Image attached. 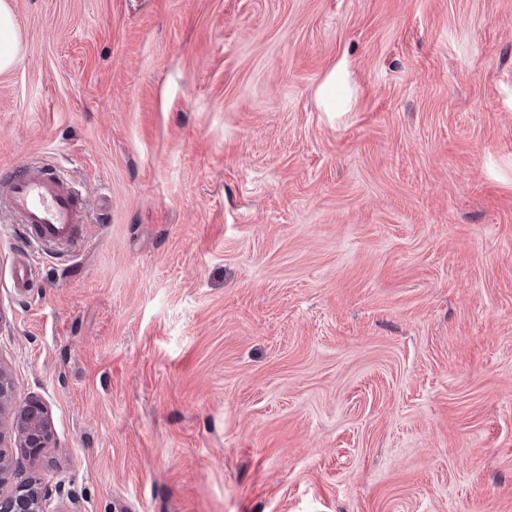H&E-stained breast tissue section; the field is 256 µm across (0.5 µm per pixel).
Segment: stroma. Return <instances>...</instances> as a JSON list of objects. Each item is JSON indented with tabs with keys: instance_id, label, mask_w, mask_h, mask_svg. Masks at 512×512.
Instances as JSON below:
<instances>
[{
	"instance_id": "35a3bbf8",
	"label": "stroma",
	"mask_w": 512,
	"mask_h": 512,
	"mask_svg": "<svg viewBox=\"0 0 512 512\" xmlns=\"http://www.w3.org/2000/svg\"><path fill=\"white\" fill-rule=\"evenodd\" d=\"M0 367L52 512H512V0H8ZM34 260L26 287L13 267ZM18 25L6 0L0 1V73L10 70L17 58ZM8 213L23 238L46 252L68 249L83 237L84 201L70 183L37 162L0 170V213ZM9 410L10 436L17 448H25L35 460L44 448L55 447L52 418L43 402L27 399L17 403L11 379L0 368V414Z\"/></svg>"
}]
</instances>
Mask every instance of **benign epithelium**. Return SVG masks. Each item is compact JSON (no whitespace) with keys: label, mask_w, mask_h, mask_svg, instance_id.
I'll list each match as a JSON object with an SVG mask.
<instances>
[{"label":"benign epithelium","mask_w":512,"mask_h":512,"mask_svg":"<svg viewBox=\"0 0 512 512\" xmlns=\"http://www.w3.org/2000/svg\"><path fill=\"white\" fill-rule=\"evenodd\" d=\"M10 414V436L16 447L24 448L31 458L54 445L52 418L45 404L37 399L15 401L11 379L0 368V414ZM13 471L11 456L0 448V512H50L47 493L42 483L22 482L9 492L3 486L10 482Z\"/></svg>","instance_id":"1"}]
</instances>
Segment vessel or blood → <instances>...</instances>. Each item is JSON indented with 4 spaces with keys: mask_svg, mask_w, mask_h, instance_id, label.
Instances as JSON below:
<instances>
[{
    "mask_svg": "<svg viewBox=\"0 0 512 512\" xmlns=\"http://www.w3.org/2000/svg\"><path fill=\"white\" fill-rule=\"evenodd\" d=\"M8 213L25 240L54 252L77 245L85 204L70 183L37 162L0 170V213Z\"/></svg>",
    "mask_w": 512,
    "mask_h": 512,
    "instance_id": "1",
    "label": "vessel or blood"
}]
</instances>
